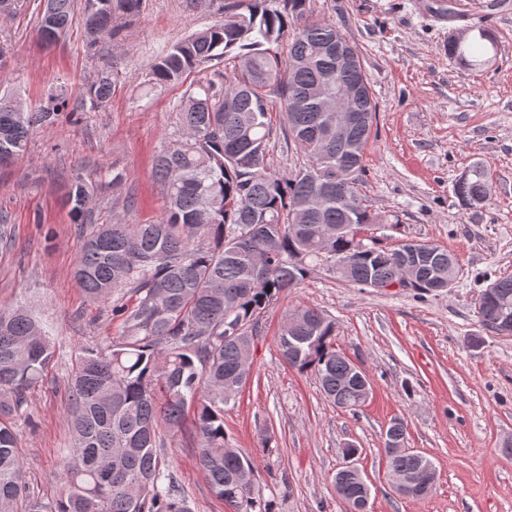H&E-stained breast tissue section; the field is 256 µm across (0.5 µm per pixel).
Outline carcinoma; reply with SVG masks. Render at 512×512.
Masks as SVG:
<instances>
[{
	"label": "carcinoma",
	"instance_id": "obj_1",
	"mask_svg": "<svg viewBox=\"0 0 512 512\" xmlns=\"http://www.w3.org/2000/svg\"><path fill=\"white\" fill-rule=\"evenodd\" d=\"M85 12L92 43L115 33L114 19L136 15L142 0H95ZM76 0H45L37 17L42 42L53 44L71 23ZM233 18L192 32L155 59L151 81L165 86L196 69L233 56L231 74L192 83L180 104V139L158 155L155 172L167 206L152 224H97L82 235L74 277L94 301L112 302L121 331L106 346L81 349L69 383L72 446L65 456L64 492L55 499L27 495L17 437L6 417L27 411L28 392L48 370L55 349L44 327L22 305L0 307V512H190L175 473L163 459L166 431L188 416L200 437L198 461L209 488L231 512H273L264 498L258 467L229 444L224 406L250 378L241 369L265 310L281 292L299 285L317 265L337 279L364 288L397 272L402 245L389 247L359 236L381 223L362 197L363 155L373 125L354 129L347 142L326 129L328 99L336 87L368 80L364 66L336 70L314 47L341 38L336 24L314 18L310 0H231ZM448 43V57L477 69L498 54L492 33ZM291 36L288 53L279 43ZM114 75L102 68L80 97L105 107ZM280 101L279 131L302 162L287 176L268 171L265 160L276 135L269 97ZM54 96L35 112L0 97V160L18 158L36 123L52 124L67 111ZM348 171L346 184L324 190L323 178ZM465 185H455L461 206L478 207L488 195L487 169L469 166ZM106 183L76 178L67 204L84 224ZM432 261L420 264L410 288L435 290L429 277L459 276L448 249L426 244ZM347 262L336 273V259ZM491 285L495 296L478 299L483 327L495 331L503 313L512 316V276ZM129 289L125 300L118 292ZM282 358L318 377L338 408L364 403L354 367L336 349V324L318 309L299 306L285 315L276 338ZM386 431L388 467L411 474L434 472L421 453L402 454ZM336 493L355 512L363 487L345 466Z\"/></svg>",
	"mask_w": 512,
	"mask_h": 512
}]
</instances>
